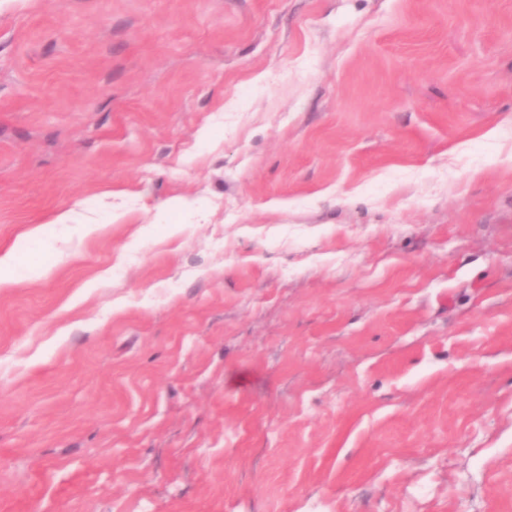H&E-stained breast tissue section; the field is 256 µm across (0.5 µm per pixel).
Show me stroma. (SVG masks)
Listing matches in <instances>:
<instances>
[{
	"label": "stroma",
	"instance_id": "obj_1",
	"mask_svg": "<svg viewBox=\"0 0 512 512\" xmlns=\"http://www.w3.org/2000/svg\"><path fill=\"white\" fill-rule=\"evenodd\" d=\"M0 257V512H512V0H0Z\"/></svg>",
	"mask_w": 512,
	"mask_h": 512
}]
</instances>
